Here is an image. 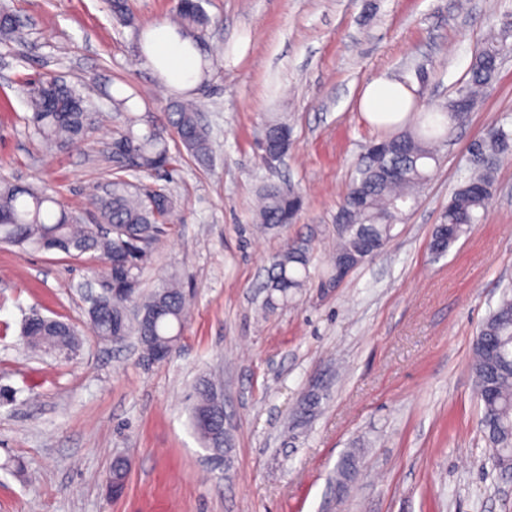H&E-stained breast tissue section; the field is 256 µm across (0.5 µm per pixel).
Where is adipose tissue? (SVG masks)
Returning <instances> with one entry per match:
<instances>
[{"label":"adipose tissue","mask_w":512,"mask_h":512,"mask_svg":"<svg viewBox=\"0 0 512 512\" xmlns=\"http://www.w3.org/2000/svg\"><path fill=\"white\" fill-rule=\"evenodd\" d=\"M141 49L166 86L189 90L200 81L201 57L192 36L167 24L156 25L143 33ZM408 96V91L401 84L377 78L365 87L361 110L370 117L380 113L397 114L403 112L404 100Z\"/></svg>","instance_id":"ef3b65f1"}]
</instances>
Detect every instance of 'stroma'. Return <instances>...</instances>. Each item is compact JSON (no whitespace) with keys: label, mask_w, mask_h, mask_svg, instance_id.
I'll list each match as a JSON object with an SVG mask.
<instances>
[{"label":"stroma","mask_w":512,"mask_h":512,"mask_svg":"<svg viewBox=\"0 0 512 512\" xmlns=\"http://www.w3.org/2000/svg\"><path fill=\"white\" fill-rule=\"evenodd\" d=\"M177 0H128L120 25L107 0H8L25 35L0 45V180L43 185L85 215V191L112 178L109 145L133 96L164 112L176 90L143 59L146 29L171 23ZM200 53L209 75L192 91L209 162L182 155L144 178L175 201L152 246L142 290L181 281L190 315L176 351L147 367L136 339L91 331L83 287L97 259L0 246V512H512V476L488 456L470 370L473 339L512 284V155L501 159L483 221L442 257L432 233L467 167L468 147L512 120V38L491 91L455 130L439 165L383 251L338 286L319 287L341 233L336 214L365 145L386 135L360 109L373 79L410 81L420 109L453 97L512 0H203ZM51 72L94 85L93 133L43 154L21 85ZM291 131L282 161L260 144L271 117ZM287 182L304 199L290 224L265 228L254 201ZM312 248L311 279L267 310L272 258L288 241ZM69 323V355H35L32 312ZM224 392L232 453L212 460L188 421L201 378ZM315 417L295 414L309 390ZM359 449L344 496L336 465ZM127 463L122 494L107 480Z\"/></svg>","instance_id":"1"}]
</instances>
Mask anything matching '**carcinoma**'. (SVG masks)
I'll return each mask as SVG.
<instances>
[{
    "instance_id": "cac0c4a2",
    "label": "carcinoma",
    "mask_w": 512,
    "mask_h": 512,
    "mask_svg": "<svg viewBox=\"0 0 512 512\" xmlns=\"http://www.w3.org/2000/svg\"><path fill=\"white\" fill-rule=\"evenodd\" d=\"M176 26L183 32H206L209 18L201 0H177ZM19 25L5 4L0 6V43L17 39ZM499 73V52L487 46L475 54L469 78L456 94L436 112H424L415 125L395 133V148L386 154L363 157L345 193L338 213L348 215L342 228L331 274L325 283H335L339 266L348 262L356 268L364 260L383 250L391 238L394 224L404 216V208L413 206L418 192L429 176L431 165L439 161V151L448 142L457 124L454 110L460 95L476 108ZM25 98L32 111L31 122L48 148L62 149L87 137L89 96L64 81L52 85L28 82ZM140 119L129 115L124 131L113 142L134 152L136 162L116 167L107 190L88 199V219L58 206L57 199L44 186H19L0 181V244L21 249L56 251L79 259L86 254L109 261L122 258L129 271L139 276L148 264L150 246L162 233L175 209L170 194L155 195L127 179L129 174L152 175L172 165L175 156L169 148V130L178 143L200 162L209 159L211 147L201 123L199 110L191 102L177 101L162 116L136 126ZM265 138L281 146H290L288 125L272 120ZM474 154L469 175L458 185L448 201L440 224L433 231L431 251L441 257L482 221L494 194V166L487 157L500 158L512 153V128L501 124L496 134L472 145ZM301 194L283 186H267L260 195L258 222L264 226L288 224L302 207ZM311 253L307 243L290 241L272 261V275L266 307L293 298L310 279ZM92 329L100 340L135 334L141 354L149 358L160 349H168L180 340L187 320L186 298L173 282H164L148 296H105L88 309ZM28 345L45 353H67L78 343L68 323L35 314L23 328ZM471 371L475 395L480 406V427L490 448L493 462L505 475L512 473V293L503 292L496 308L481 324L471 349ZM224 406L211 383L204 380L196 387V402L190 411L193 428L209 449L230 447L229 431L219 432ZM358 471V454L352 450L336 468V489L342 493Z\"/></svg>"
}]
</instances>
